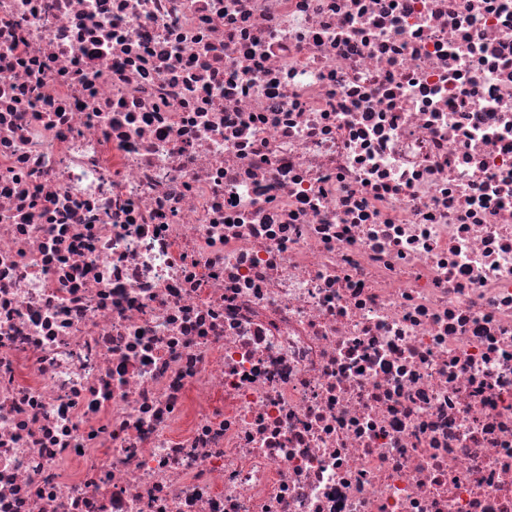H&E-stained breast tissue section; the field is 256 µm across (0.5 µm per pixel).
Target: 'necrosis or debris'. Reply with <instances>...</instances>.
I'll return each mask as SVG.
<instances>
[{
  "label": "necrosis or debris",
  "instance_id": "necrosis-or-debris-1",
  "mask_svg": "<svg viewBox=\"0 0 512 512\" xmlns=\"http://www.w3.org/2000/svg\"><path fill=\"white\" fill-rule=\"evenodd\" d=\"M0 512H512V0H0Z\"/></svg>",
  "mask_w": 512,
  "mask_h": 512
}]
</instances>
